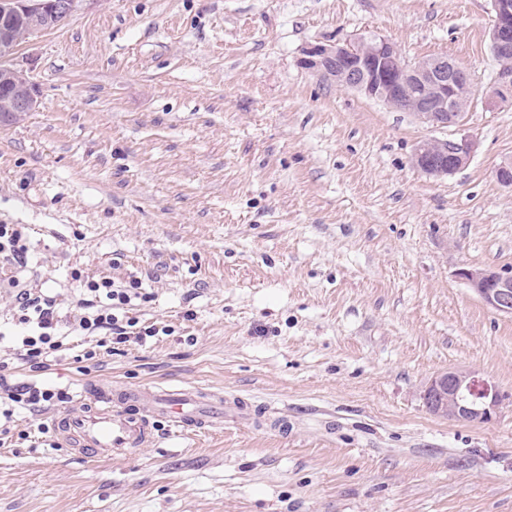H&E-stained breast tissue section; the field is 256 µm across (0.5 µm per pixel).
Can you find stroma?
<instances>
[{"label":"stroma","mask_w":512,"mask_h":512,"mask_svg":"<svg viewBox=\"0 0 512 512\" xmlns=\"http://www.w3.org/2000/svg\"><path fill=\"white\" fill-rule=\"evenodd\" d=\"M491 0H77L14 63L37 107L0 124V224H20L64 302L80 269L136 276L172 329L30 376L221 391L251 414L89 466L21 413L0 512H512V316L462 268L512 272V77ZM381 37L469 73L439 129L311 74L317 42ZM469 164L417 169L428 139ZM500 390L491 422L429 412L438 373ZM473 143L467 136L447 140H425L417 145L413 164L423 173L444 177L464 168L470 161Z\"/></svg>","instance_id":"1"}]
</instances>
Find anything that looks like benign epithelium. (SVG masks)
I'll return each instance as SVG.
<instances>
[{"label": "benign epithelium", "mask_w": 512, "mask_h": 512, "mask_svg": "<svg viewBox=\"0 0 512 512\" xmlns=\"http://www.w3.org/2000/svg\"><path fill=\"white\" fill-rule=\"evenodd\" d=\"M75 0H0V20L19 17L23 27L14 30L0 24V122L17 112H30L37 105L35 88L18 70L13 59L24 43L40 30L64 20ZM495 21L490 46L501 58L512 57V0H492ZM305 69L329 77L390 106L410 108L419 119L433 126L459 123L472 96H463L469 75L453 59L432 57L413 64L404 61L397 48L384 38H361L353 43H315L303 50ZM473 143L466 136L447 140H425L417 145L413 164L423 173L444 177L470 161ZM458 276L489 308L512 316V274L494 269L462 268ZM427 409L442 417L470 423H487L502 402L498 388L475 372L448 370L437 374L424 392Z\"/></svg>", "instance_id": "obj_1"}]
</instances>
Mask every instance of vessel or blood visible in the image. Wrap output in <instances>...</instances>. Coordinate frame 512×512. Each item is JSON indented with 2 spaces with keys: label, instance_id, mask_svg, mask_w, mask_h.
<instances>
[{
  "label": "vessel or blood",
  "instance_id": "vessel-or-blood-1",
  "mask_svg": "<svg viewBox=\"0 0 512 512\" xmlns=\"http://www.w3.org/2000/svg\"><path fill=\"white\" fill-rule=\"evenodd\" d=\"M247 404L188 388L92 386L77 406L60 410L53 429L71 456L85 464L122 460L155 439L154 424L165 420L180 431L223 426L228 414L244 415Z\"/></svg>",
  "mask_w": 512,
  "mask_h": 512
}]
</instances>
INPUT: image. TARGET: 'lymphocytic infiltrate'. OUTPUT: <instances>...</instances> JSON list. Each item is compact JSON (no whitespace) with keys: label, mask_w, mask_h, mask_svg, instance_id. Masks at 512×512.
Instances as JSON below:
<instances>
[{"label":"lymphocytic infiltrate","mask_w":512,"mask_h":512,"mask_svg":"<svg viewBox=\"0 0 512 512\" xmlns=\"http://www.w3.org/2000/svg\"><path fill=\"white\" fill-rule=\"evenodd\" d=\"M39 268L21 225L0 224V294L11 304L0 317L1 435L10 433L21 411L45 412L73 401L67 388L15 380L13 365L47 369L51 358L68 350L75 336L91 341L83 354L88 361L100 351L143 346L170 333L169 327L142 322L137 316L138 306L151 298L138 278L123 283L108 277L86 279L74 272L81 290L66 307L57 295L42 288Z\"/></svg>","instance_id":"lymphocytic-infiltrate-1"}]
</instances>
